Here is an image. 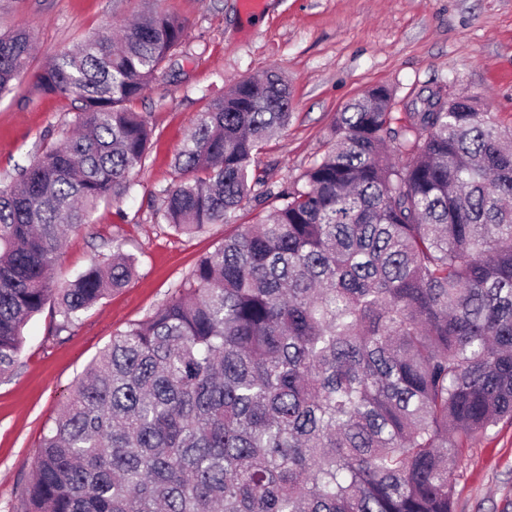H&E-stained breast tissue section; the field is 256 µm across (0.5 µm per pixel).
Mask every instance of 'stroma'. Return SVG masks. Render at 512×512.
Instances as JSON below:
<instances>
[{
  "instance_id": "35a3bbf8",
  "label": "stroma",
  "mask_w": 512,
  "mask_h": 512,
  "mask_svg": "<svg viewBox=\"0 0 512 512\" xmlns=\"http://www.w3.org/2000/svg\"><path fill=\"white\" fill-rule=\"evenodd\" d=\"M188 22L179 69L159 74L133 109L153 130L134 192L100 204L90 224L70 233L54 270L64 282L106 259L120 238L136 273L67 329L53 308L31 319L10 377L0 378V512H15L45 427L112 336L173 294L227 232L211 225L175 234L161 215L172 161L205 95L268 70L288 81L292 118L259 157L269 183L293 182L326 149L334 114L371 88L398 102L423 88L464 92L512 124V0H266L246 18L240 0H166ZM140 0H0V31L27 27L31 68L107 22L140 10ZM66 100L34 95L28 83L0 97V179L27 165L43 141L70 129ZM456 512H512V425L474 440L461 459Z\"/></svg>"
}]
</instances>
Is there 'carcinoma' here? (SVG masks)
Here are the masks:
<instances>
[{
    "label": "carcinoma",
    "mask_w": 512,
    "mask_h": 512,
    "mask_svg": "<svg viewBox=\"0 0 512 512\" xmlns=\"http://www.w3.org/2000/svg\"><path fill=\"white\" fill-rule=\"evenodd\" d=\"M40 69L0 34V95L70 102L73 131L0 181V377L52 301L67 328L126 286L112 255L61 286L63 233L133 192L153 130L132 105L187 23L158 0ZM372 89L275 192L258 156L288 128L276 72L208 99L173 159L178 235L231 225L172 296L112 337L43 430L20 512H455L463 450L512 423V125L474 98ZM397 159H382L387 146Z\"/></svg>",
    "instance_id": "obj_1"
}]
</instances>
